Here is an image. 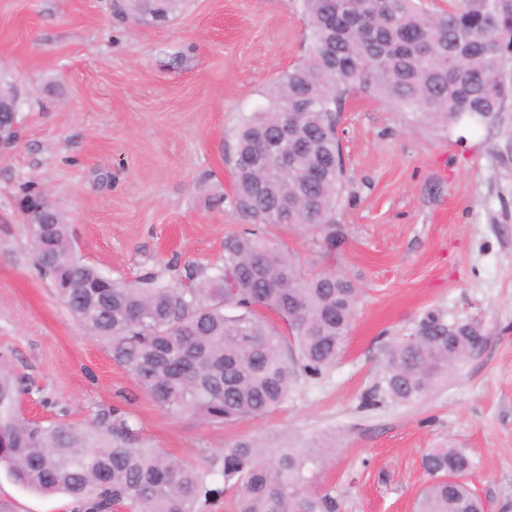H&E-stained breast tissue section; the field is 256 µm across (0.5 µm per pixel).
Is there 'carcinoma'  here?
Masks as SVG:
<instances>
[{"mask_svg":"<svg viewBox=\"0 0 512 512\" xmlns=\"http://www.w3.org/2000/svg\"><path fill=\"white\" fill-rule=\"evenodd\" d=\"M309 48L284 72L268 105L236 131L235 193L230 206L251 226L224 241V264L199 266L174 284L135 286L75 256L62 213L32 183L29 225L35 264L71 315L108 344L161 409L209 425L261 418L281 408L298 377H322L349 334L357 289L329 272L306 273L296 257L264 236L263 225L327 226L336 244V208L344 183L338 134L343 100L369 87L400 109L440 123L478 116L494 124L512 101V0H448L429 13L421 0H299ZM181 0H117L115 10L165 23ZM288 130L270 152L268 140ZM292 172L283 174L285 155ZM320 172L311 181L306 173ZM238 314L229 316L225 309ZM290 320L292 332L265 313ZM420 323L431 336L387 347L379 393L400 404L426 397L455 364V345L433 335L449 324L435 311ZM23 378L0 361V470L35 494H63L79 512H207L228 489L249 512H336V499L314 483L334 446L271 451L249 442L186 465L153 448L132 446L134 428L101 417L90 428L22 416ZM430 477L415 512H483L467 481L473 468L461 448H431ZM224 487H212L215 477Z\"/></svg>","mask_w":512,"mask_h":512,"instance_id":"cac0c4a2","label":"carcinoma"}]
</instances>
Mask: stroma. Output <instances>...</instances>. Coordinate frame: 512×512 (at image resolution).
Returning <instances> with one entry per match:
<instances>
[{
  "mask_svg": "<svg viewBox=\"0 0 512 512\" xmlns=\"http://www.w3.org/2000/svg\"><path fill=\"white\" fill-rule=\"evenodd\" d=\"M309 46L298 0H184L166 24L117 16L112 0H0V71L27 93L21 138L0 156V358L29 385L36 420L102 413L142 443L195 464L241 441L336 450L318 475L337 512H412L428 449H465L486 512H512V105L498 123H435L369 89L346 97L339 244L279 225L308 271L359 290L345 348L321 380L299 378L269 416L207 425L158 408L58 301L37 271L18 207L33 183L73 230L80 259L130 281L173 282L219 265L244 218L229 159L242 119L265 106ZM474 324L477 353L414 404L366 397L387 346L423 315ZM8 512H73L0 473Z\"/></svg>",
  "mask_w": 512,
  "mask_h": 512,
  "instance_id": "obj_1",
  "label": "stroma"
}]
</instances>
